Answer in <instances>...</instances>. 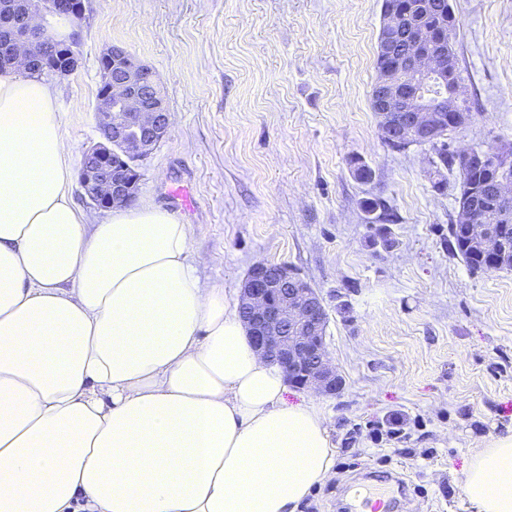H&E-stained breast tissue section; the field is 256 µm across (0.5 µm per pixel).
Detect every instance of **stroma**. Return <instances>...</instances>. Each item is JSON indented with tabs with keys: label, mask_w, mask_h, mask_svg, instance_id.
Returning <instances> with one entry per match:
<instances>
[{
	"label": "stroma",
	"mask_w": 512,
	"mask_h": 512,
	"mask_svg": "<svg viewBox=\"0 0 512 512\" xmlns=\"http://www.w3.org/2000/svg\"><path fill=\"white\" fill-rule=\"evenodd\" d=\"M464 89L451 149L512 141V0H450ZM79 66L58 100L74 160L99 142L100 59L125 48L156 74L169 136L138 160L139 197L165 206L191 182V252L238 298L258 262L295 269L322 297L341 379L317 398L337 467L298 512H359L344 486L397 473L410 512H469L466 469L512 434V270L475 272L448 249L458 171L429 146H387L371 107L382 0H85ZM360 161L371 175L358 177ZM382 201L389 240H375ZM393 414L406 452L378 441Z\"/></svg>",
	"instance_id": "stroma-1"
}]
</instances>
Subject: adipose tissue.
<instances>
[{
	"label": "adipose tissue",
	"mask_w": 512,
	"mask_h": 512,
	"mask_svg": "<svg viewBox=\"0 0 512 512\" xmlns=\"http://www.w3.org/2000/svg\"><path fill=\"white\" fill-rule=\"evenodd\" d=\"M61 93L0 74V512H297L335 474L319 406L285 402L191 225L74 204ZM464 494L512 512V435Z\"/></svg>",
	"instance_id": "adipose-tissue-1"
}]
</instances>
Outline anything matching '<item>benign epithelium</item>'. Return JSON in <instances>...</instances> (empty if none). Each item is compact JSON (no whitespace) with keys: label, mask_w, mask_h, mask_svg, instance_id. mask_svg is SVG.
<instances>
[{"label":"benign epithelium","mask_w":512,"mask_h":512,"mask_svg":"<svg viewBox=\"0 0 512 512\" xmlns=\"http://www.w3.org/2000/svg\"><path fill=\"white\" fill-rule=\"evenodd\" d=\"M84 0H17L0 10V56L12 68L39 64L64 79L78 67V33L58 40L44 27L46 17L78 24ZM448 18L431 24L411 20V6L384 7L377 54L374 111L380 118L391 112L408 116L406 130L436 139L459 126L453 113L461 97L459 86L429 99V88L448 84ZM95 119L104 142L83 154L80 185L100 208H120L136 198L139 175L134 162L150 154L167 136L170 113L153 70L137 62L124 48L113 45L104 54ZM465 236L484 251H501V240L473 211L460 212ZM268 264L251 267L241 289L239 308L254 348L279 365L288 382L299 389L336 393L339 379L325 344L324 304L305 279L286 270L278 279L266 275Z\"/></svg>","instance_id":"7a95c632"}]
</instances>
